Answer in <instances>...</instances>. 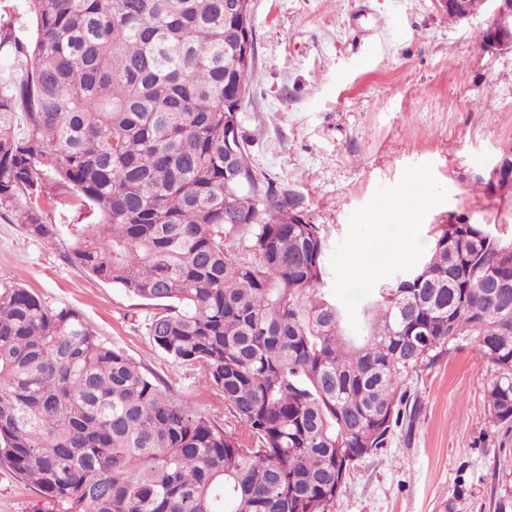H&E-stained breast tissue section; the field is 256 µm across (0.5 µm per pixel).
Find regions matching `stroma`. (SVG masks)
I'll return each instance as SVG.
<instances>
[{"instance_id": "obj_1", "label": "stroma", "mask_w": 512, "mask_h": 512, "mask_svg": "<svg viewBox=\"0 0 512 512\" xmlns=\"http://www.w3.org/2000/svg\"><path fill=\"white\" fill-rule=\"evenodd\" d=\"M256 57L240 132L253 163L301 202L327 237L338 301L414 264L449 215L512 235V201L476 181L512 146V49L484 50L487 7L448 18L437 0H253ZM429 202L413 219L419 244L399 256L401 200ZM378 224L367 226L373 212ZM51 240L0 214V283L20 282L45 305L78 309L106 344L161 377L170 392L248 440L224 393L198 366L173 363L145 330L151 309L72 264L71 226L46 208ZM486 362L468 337L446 346L406 384L415 411L385 448L357 461L331 512H497L499 467L512 465V428L484 418ZM39 495L0 463V512H34Z\"/></svg>"}]
</instances>
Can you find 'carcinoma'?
Listing matches in <instances>:
<instances>
[{
	"label": "carcinoma",
	"instance_id": "cac0c4a2",
	"mask_svg": "<svg viewBox=\"0 0 512 512\" xmlns=\"http://www.w3.org/2000/svg\"><path fill=\"white\" fill-rule=\"evenodd\" d=\"M237 0H27L0 33V210L49 241L54 188L89 220L71 260L150 302L146 332L202 367L252 436L195 413L77 309L0 283V458L61 512H331L341 472L388 443L404 386L459 336L490 365L485 419L512 427V239L433 229L351 303L300 202L224 155Z\"/></svg>",
	"mask_w": 512,
	"mask_h": 512
}]
</instances>
